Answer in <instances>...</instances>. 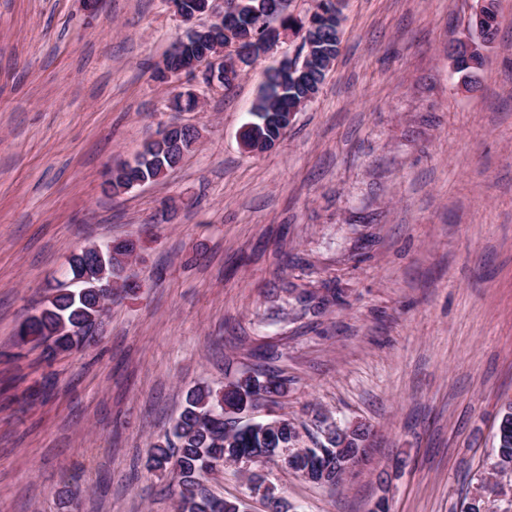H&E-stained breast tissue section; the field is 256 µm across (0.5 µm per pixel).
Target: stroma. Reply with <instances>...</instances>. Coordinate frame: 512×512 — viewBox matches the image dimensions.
<instances>
[{"instance_id": "obj_1", "label": "stroma", "mask_w": 512, "mask_h": 512, "mask_svg": "<svg viewBox=\"0 0 512 512\" xmlns=\"http://www.w3.org/2000/svg\"><path fill=\"white\" fill-rule=\"evenodd\" d=\"M477 0H345L341 53L279 145L246 152L263 72L173 113L154 65L169 0H0V512H176L152 445L186 391L257 371L304 446L331 415L370 431L335 487L257 463L289 512H463L512 401V0L471 74ZM178 120L198 144L161 181L102 191ZM133 238L98 332L46 359L17 325L69 256ZM218 497L268 512L227 464Z\"/></svg>"}]
</instances>
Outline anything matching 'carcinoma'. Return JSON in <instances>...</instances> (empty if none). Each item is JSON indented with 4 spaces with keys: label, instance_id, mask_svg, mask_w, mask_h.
Segmentation results:
<instances>
[{
    "label": "carcinoma",
    "instance_id": "cac0c4a2",
    "mask_svg": "<svg viewBox=\"0 0 512 512\" xmlns=\"http://www.w3.org/2000/svg\"><path fill=\"white\" fill-rule=\"evenodd\" d=\"M236 2L244 19L245 34L250 41L243 47L262 42L275 22L285 28L295 27L304 19L290 11L291 0H224ZM344 4L338 0H317L313 16L330 14L317 31L324 57L337 58ZM329 68L323 66L311 76V83L284 81L282 72L270 68L265 73L261 94L252 108L254 121L241 132L242 139L252 142L262 135H280V107L298 104L310 92L319 93ZM180 162L178 151L163 149L148 143L135 157L133 177L151 183L165 177V172ZM93 258L74 255L69 261L66 279L57 283L55 292L37 313L27 316L18 326V340L43 348V353L54 357L79 347L100 322L105 310L106 289L97 288L90 281L81 280L83 271ZM288 380L278 375L258 373L241 377L229 384L227 392L198 385L185 395L182 411L172 425L153 444L146 466L153 471L171 470L179 488L178 512H238L240 503L218 498L204 487V480L230 459L245 462L253 456L280 455L294 444L298 430L290 419L280 417V426L265 430L260 426L244 424L227 427L224 406L242 409L255 402L282 395ZM363 438L343 444L333 430L324 431V442L317 448L303 449L296 457L294 471L302 474L316 469V462L355 457ZM495 461L512 467V423L496 436Z\"/></svg>",
    "mask_w": 512,
    "mask_h": 512
}]
</instances>
